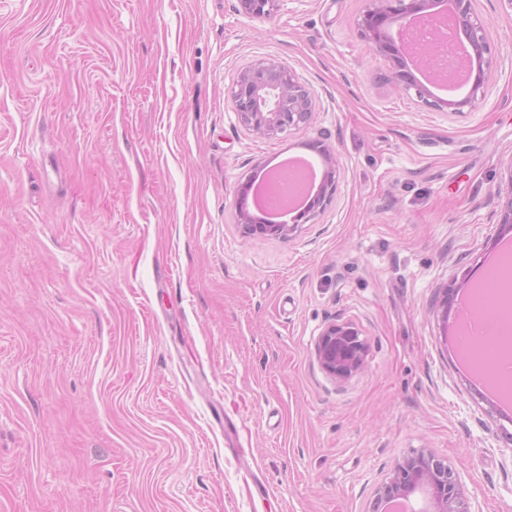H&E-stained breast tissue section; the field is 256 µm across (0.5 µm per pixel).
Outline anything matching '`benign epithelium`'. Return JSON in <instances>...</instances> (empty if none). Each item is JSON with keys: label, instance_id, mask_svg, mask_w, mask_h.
Wrapping results in <instances>:
<instances>
[{"label": "benign epithelium", "instance_id": "benign-epithelium-1", "mask_svg": "<svg viewBox=\"0 0 512 512\" xmlns=\"http://www.w3.org/2000/svg\"><path fill=\"white\" fill-rule=\"evenodd\" d=\"M366 6L357 22L360 37L376 52L385 55L392 68L382 76L388 83L417 98L428 106L437 105L431 91L407 69L399 57L395 41L414 20L434 14L440 0H365ZM448 11L459 22L458 36L473 47L476 64L470 75L467 95L448 102L455 111L474 106L491 76L493 59L487 40V22L473 6V0H446ZM240 10L252 18H267L276 9L277 0H239ZM230 99L243 126L259 138H270L307 124L312 117L313 97L285 66L273 59H262L243 69L232 83ZM335 192V179L323 183L312 200L291 218L292 224H250L245 211H239L240 223L248 233L285 237L297 224L310 218L311 210L324 208ZM366 340L352 324L332 322L315 342L314 353L322 368L333 378L345 380L359 371L365 361ZM426 487L438 505V512H470L464 487L447 460L421 449L397 463L390 477L374 491L368 512H384V505L406 495L412 487Z\"/></svg>", "mask_w": 512, "mask_h": 512}]
</instances>
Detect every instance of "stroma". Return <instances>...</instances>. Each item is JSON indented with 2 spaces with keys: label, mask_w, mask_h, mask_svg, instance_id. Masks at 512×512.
<instances>
[{
  "label": "stroma",
  "mask_w": 512,
  "mask_h": 512,
  "mask_svg": "<svg viewBox=\"0 0 512 512\" xmlns=\"http://www.w3.org/2000/svg\"><path fill=\"white\" fill-rule=\"evenodd\" d=\"M364 7L0 0V512H366L422 448L512 512V413L441 303L512 241V0H474L494 75L457 112L381 80ZM261 59L308 125H242ZM318 141L331 202L245 235L237 185ZM334 321L367 341L343 381L314 355ZM230 99L243 126L259 138H270L306 125L313 97L285 66L262 59L243 69L232 83ZM316 146L320 147L321 156L324 163L330 168L333 173V178L323 183L316 196L310 202L312 206L303 208L296 212L291 218L293 224H247L248 219L244 210H238L240 217V224L244 225L247 232L254 235L260 236H271V237H285L296 227V224L305 223L310 218V213L314 212L315 209H324V207L331 201L335 192V173L338 167V161L335 154V150L328 144L323 142H317ZM312 209L310 210V208ZM309 214V215H308Z\"/></svg>",
  "instance_id": "35a3bbf8"
}]
</instances>
